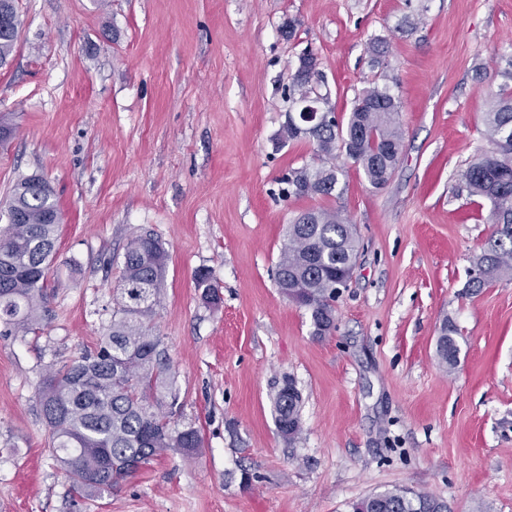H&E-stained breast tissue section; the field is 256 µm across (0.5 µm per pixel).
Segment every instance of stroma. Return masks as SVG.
<instances>
[{
    "mask_svg": "<svg viewBox=\"0 0 512 512\" xmlns=\"http://www.w3.org/2000/svg\"><path fill=\"white\" fill-rule=\"evenodd\" d=\"M19 15L0 68L15 127L0 198L40 175L63 220L46 326L0 334V512H350L394 487L452 512H512V278L465 292L494 227L461 185L488 147L512 0H19ZM304 51L337 113L375 81L401 99L403 155L384 187L339 153L340 196H281L282 174L312 157L308 140L278 139ZM319 207L348 218L362 250L321 338L275 282L287 224ZM143 230L169 253L155 332L175 371L174 425L203 446L75 502L36 393L47 366L97 346ZM201 269L219 305L203 300ZM447 317L461 332L451 370L436 354ZM288 376L302 394L292 441L272 407Z\"/></svg>",
    "mask_w": 512,
    "mask_h": 512,
    "instance_id": "1",
    "label": "stroma"
}]
</instances>
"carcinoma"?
Returning <instances> with one entry per match:
<instances>
[{
	"label": "carcinoma",
	"mask_w": 512,
	"mask_h": 512,
	"mask_svg": "<svg viewBox=\"0 0 512 512\" xmlns=\"http://www.w3.org/2000/svg\"><path fill=\"white\" fill-rule=\"evenodd\" d=\"M18 0H0V67L9 64L19 37ZM289 71L287 102L304 99L312 84L326 83L320 64L298 57ZM506 82L491 97L484 113L486 136L492 148L462 172L464 188L489 203L495 231L474 260L465 284L477 294L494 278L512 275V59L500 71ZM402 103L378 82L362 90L350 111L309 134L293 127L284 140L306 139L313 145L316 164L288 173V196L333 197L339 171L323 160L345 153L375 189L386 185L403 152L398 122ZM7 224L0 227V323L23 332L46 321L45 288L50 257L61 216L53 192L38 176L23 178L8 195ZM355 227L332 209L301 212L287 230V242L276 266L275 280L284 297L310 311L313 333L326 336L334 329V306L339 280L356 265ZM168 251L151 233L130 238L123 253L118 309L103 330L96 349L43 375L37 400L49 427L53 449L70 480L71 494L91 500L116 488L151 460L172 448L192 457L202 447L193 426H170L178 397L167 348L153 330L164 289ZM203 298L216 304L217 289L207 272L197 274ZM459 329L445 319L437 340L440 362L452 369L458 363ZM302 396L293 380L277 387L273 410L280 434L290 440L302 431ZM351 512H450L433 495L393 488L350 504Z\"/></svg>",
	"instance_id": "carcinoma-1"
}]
</instances>
